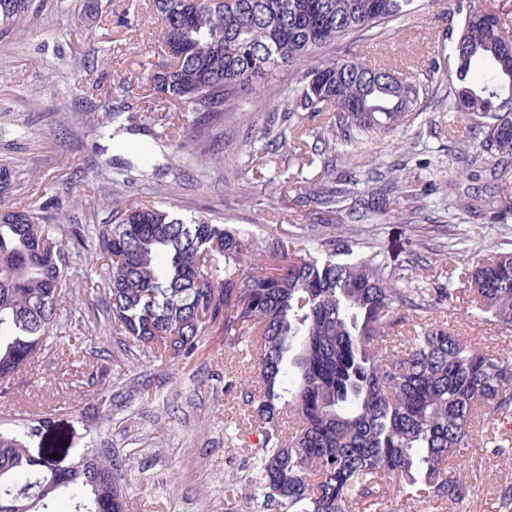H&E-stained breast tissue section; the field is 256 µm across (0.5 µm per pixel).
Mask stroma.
<instances>
[{"mask_svg": "<svg viewBox=\"0 0 512 512\" xmlns=\"http://www.w3.org/2000/svg\"><path fill=\"white\" fill-rule=\"evenodd\" d=\"M448 9V0H423L419 12L390 24L382 37H353L351 49L420 78L428 60L448 55L442 38ZM160 27L152 0H48L0 35V163L12 174L0 206L47 211L68 230L109 223L116 206L171 205L181 217L206 212L268 240L297 226L301 247L310 250L348 231L346 215L321 224L314 205L297 201L300 187L323 178L320 163L270 154L251 170L250 149L270 136L250 112L215 124L224 154L209 166L197 164L201 145L190 133L198 113L167 107L150 84L168 61ZM452 130L468 132L456 113L428 106L394 135L342 146L337 170L364 176L407 161L408 174L428 194L424 220L408 224L390 214L364 225L363 241L413 285L450 288L439 314L451 328L493 350L512 348V332L470 317L461 277L474 255L512 251V224L449 223L441 189L457 177L448 153ZM63 240L61 322L81 342L15 377L0 428L28 431L34 456L48 448L66 459L88 448L103 451L126 490L129 512H265L251 454L260 435L240 395L250 365L226 355L224 337L214 330L189 359L125 352L112 335L104 292L85 289L87 280L101 281L100 260L68 233ZM463 455V508L391 485L381 512H499V487L512 482V464L479 443Z\"/></svg>", "mask_w": 512, "mask_h": 512, "instance_id": "1", "label": "stroma"}]
</instances>
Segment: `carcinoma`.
I'll return each mask as SVG.
<instances>
[{"label":"carcinoma","instance_id":"cac0c4a2","mask_svg":"<svg viewBox=\"0 0 512 512\" xmlns=\"http://www.w3.org/2000/svg\"><path fill=\"white\" fill-rule=\"evenodd\" d=\"M171 63L151 78L164 101L211 121L241 110L275 71L288 72L290 111L333 115L304 134L297 150L338 152L352 141L404 127L422 103L448 104L472 125L450 140L462 170L512 166V41L500 18L475 0H451L458 26L444 62H430L422 82L398 79L392 66L357 56L323 58L355 34L381 36L419 10L418 0H152ZM34 0H0V34L25 20ZM483 138H478V135ZM193 137L219 153L209 124ZM393 168L386 187L339 178L308 193L326 213L371 224L398 207L413 220L424 208L416 185ZM456 223L480 211L496 224L512 217L497 196L458 191L448 181ZM63 227L31 209L0 208V387L40 354L77 348L58 335L66 252ZM91 246L106 266L112 335L163 359L189 358L214 326L224 350L254 363L265 506L291 512H368L396 484L458 509L467 496L461 465L448 458L469 447L481 418L512 420V353L495 352L436 319L448 289L407 288L381 253L337 236L323 252H302L290 235L270 242L199 215L186 221L163 205L118 208L93 229ZM467 291L473 317L512 331V251L474 263ZM411 325L390 349L395 328ZM485 446L512 458V440ZM0 512H127L126 493L96 450L66 462L33 458L24 435L0 430Z\"/></svg>","mask_w":512,"mask_h":512}]
</instances>
